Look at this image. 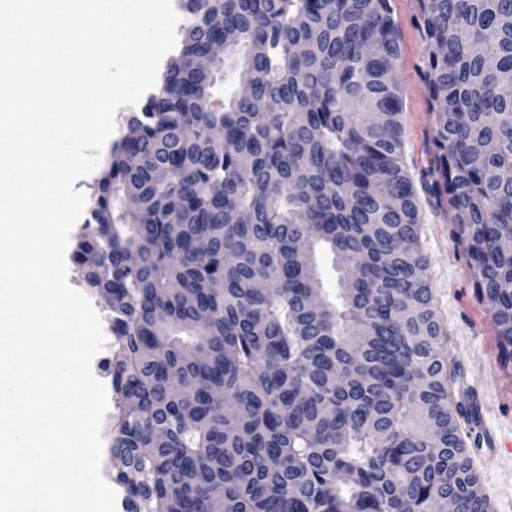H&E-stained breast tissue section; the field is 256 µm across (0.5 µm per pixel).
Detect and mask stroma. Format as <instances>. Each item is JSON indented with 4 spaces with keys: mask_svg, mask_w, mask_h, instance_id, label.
Here are the masks:
<instances>
[{
    "mask_svg": "<svg viewBox=\"0 0 512 512\" xmlns=\"http://www.w3.org/2000/svg\"><path fill=\"white\" fill-rule=\"evenodd\" d=\"M401 56L397 80L402 92L404 161L413 180L434 162L433 116L423 79L425 42L416 21V0H391ZM420 245L428 260L434 307L448 334V354L486 398L487 424L500 437L496 448H471L483 494L494 512H512V364L500 348L488 302L478 297L466 258L452 238L443 211L423 206Z\"/></svg>",
    "mask_w": 512,
    "mask_h": 512,
    "instance_id": "obj_1",
    "label": "stroma"
}]
</instances>
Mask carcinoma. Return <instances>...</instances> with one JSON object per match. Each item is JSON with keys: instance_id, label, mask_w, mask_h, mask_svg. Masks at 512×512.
Returning a JSON list of instances; mask_svg holds the SVG:
<instances>
[{"instance_id": "cac0c4a2", "label": "carcinoma", "mask_w": 512, "mask_h": 512, "mask_svg": "<svg viewBox=\"0 0 512 512\" xmlns=\"http://www.w3.org/2000/svg\"><path fill=\"white\" fill-rule=\"evenodd\" d=\"M186 2L73 254L112 294L128 512H483L419 193L512 349V0H417L436 148L419 190L390 0ZM224 66L246 93L215 92ZM318 249L342 268L333 301L309 293Z\"/></svg>"}]
</instances>
